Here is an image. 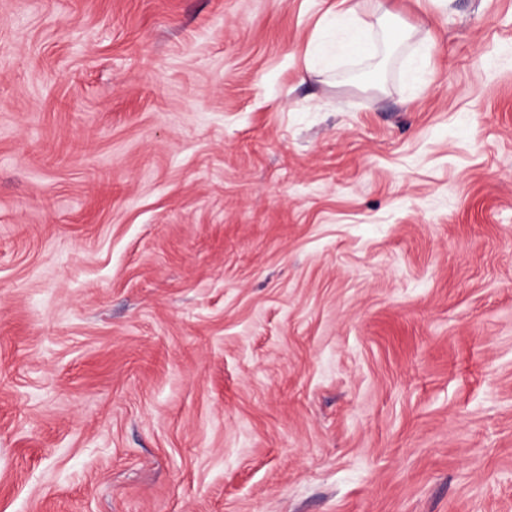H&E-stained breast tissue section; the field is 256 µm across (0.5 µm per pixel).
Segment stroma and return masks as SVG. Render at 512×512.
I'll return each instance as SVG.
<instances>
[{
  "label": "stroma",
  "instance_id": "obj_1",
  "mask_svg": "<svg viewBox=\"0 0 512 512\" xmlns=\"http://www.w3.org/2000/svg\"><path fill=\"white\" fill-rule=\"evenodd\" d=\"M0 0V512H512V0ZM343 18V25L348 31L347 39L342 45V51L346 52H366L369 50V39L372 34L373 24L363 22L358 25L355 22V13L352 8H348L339 14Z\"/></svg>",
  "mask_w": 512,
  "mask_h": 512
}]
</instances>
